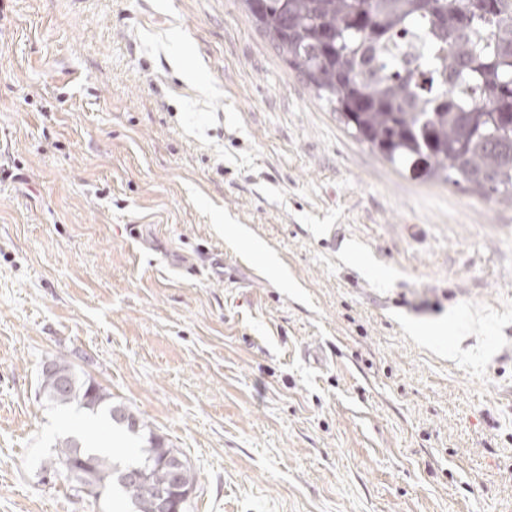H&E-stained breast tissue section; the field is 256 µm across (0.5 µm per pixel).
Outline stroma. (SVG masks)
I'll list each match as a JSON object with an SVG mask.
<instances>
[{"label": "stroma", "instance_id": "stroma-1", "mask_svg": "<svg viewBox=\"0 0 512 512\" xmlns=\"http://www.w3.org/2000/svg\"><path fill=\"white\" fill-rule=\"evenodd\" d=\"M59 359L189 512H512V200L353 137L243 0H0V512H124L48 477L112 443ZM50 370L42 369L40 390L50 404L69 405L75 403L94 415L100 414L116 431L127 437H139L147 428L143 418L112 401L90 380H81L64 361L49 362ZM63 383V387L60 386Z\"/></svg>", "mask_w": 512, "mask_h": 512}]
</instances>
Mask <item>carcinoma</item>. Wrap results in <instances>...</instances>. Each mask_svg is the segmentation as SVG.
<instances>
[{"instance_id":"obj_1","label":"carcinoma","mask_w":512,"mask_h":512,"mask_svg":"<svg viewBox=\"0 0 512 512\" xmlns=\"http://www.w3.org/2000/svg\"><path fill=\"white\" fill-rule=\"evenodd\" d=\"M244 2L288 66L357 139L394 164L426 159L448 184L512 197V0H263L259 8ZM411 34L423 37V62L441 85L433 97L421 90L424 70L398 50ZM49 367L40 382L48 403L100 414L127 437L147 428L68 363L53 360ZM90 442L66 438L53 471L74 472L82 486L111 483L132 512H158L162 492L177 512H188L184 493L194 483L180 454L151 436L144 456L122 462ZM131 471L138 481L125 480Z\"/></svg>"}]
</instances>
